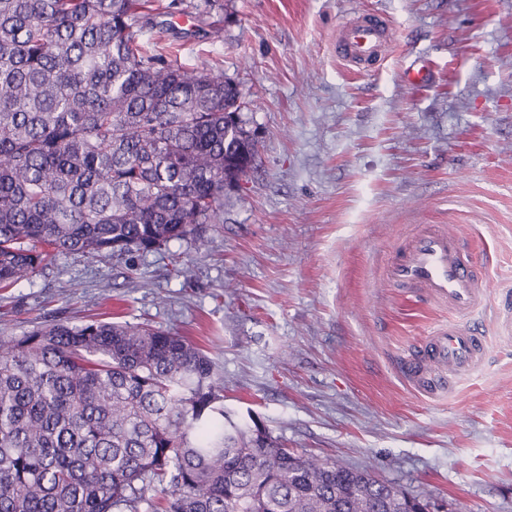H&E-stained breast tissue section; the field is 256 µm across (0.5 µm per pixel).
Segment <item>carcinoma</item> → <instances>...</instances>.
Wrapping results in <instances>:
<instances>
[{
    "label": "carcinoma",
    "mask_w": 512,
    "mask_h": 512,
    "mask_svg": "<svg viewBox=\"0 0 512 512\" xmlns=\"http://www.w3.org/2000/svg\"><path fill=\"white\" fill-rule=\"evenodd\" d=\"M157 0H0V288L63 254L224 223L258 140L238 85L145 48ZM224 406L214 361L150 325L0 339V512H424Z\"/></svg>",
    "instance_id": "1"
}]
</instances>
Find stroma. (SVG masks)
<instances>
[{
    "label": "stroma",
    "instance_id": "obj_1",
    "mask_svg": "<svg viewBox=\"0 0 512 512\" xmlns=\"http://www.w3.org/2000/svg\"><path fill=\"white\" fill-rule=\"evenodd\" d=\"M224 38L183 0L150 48L254 103V169L200 236L124 257L63 254L0 290V336L62 320L145 322L215 361L224 403L291 448L340 459L445 512H512V0H222ZM394 41L337 56L362 13ZM451 224L486 274L467 321L490 347L439 395L404 360L447 307L390 287L395 249ZM393 32L381 16H363L343 23L336 32V54L349 65L365 69L383 58Z\"/></svg>",
    "mask_w": 512,
    "mask_h": 512
}]
</instances>
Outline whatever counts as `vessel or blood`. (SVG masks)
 Segmentation results:
<instances>
[{"instance_id": "b4317fda", "label": "vessel or blood", "mask_w": 512, "mask_h": 512, "mask_svg": "<svg viewBox=\"0 0 512 512\" xmlns=\"http://www.w3.org/2000/svg\"><path fill=\"white\" fill-rule=\"evenodd\" d=\"M392 40L393 32L383 17H356L338 28L336 53L349 65L364 69L383 58ZM387 277L396 287L416 290L459 316L478 306L485 292L464 240L443 227L408 238L392 257ZM484 357L477 331L451 322L432 330L425 345L405 361L404 369L415 386L435 394L477 369Z\"/></svg>"}]
</instances>
